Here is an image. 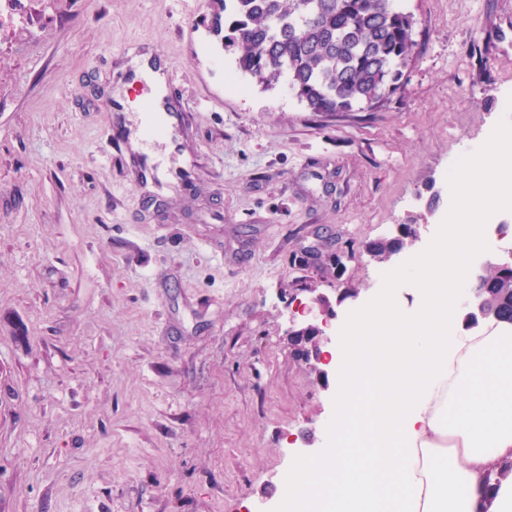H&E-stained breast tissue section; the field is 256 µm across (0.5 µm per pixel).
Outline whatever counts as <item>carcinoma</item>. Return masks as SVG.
Masks as SVG:
<instances>
[{"mask_svg":"<svg viewBox=\"0 0 512 512\" xmlns=\"http://www.w3.org/2000/svg\"><path fill=\"white\" fill-rule=\"evenodd\" d=\"M213 31L236 68L264 89L283 75L315 114L376 107L412 57L414 21L394 0H224ZM408 237L375 243L380 260ZM475 292L488 317L512 322V268H487Z\"/></svg>","mask_w":512,"mask_h":512,"instance_id":"1","label":"carcinoma"}]
</instances>
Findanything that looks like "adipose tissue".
<instances>
[{"mask_svg":"<svg viewBox=\"0 0 512 512\" xmlns=\"http://www.w3.org/2000/svg\"><path fill=\"white\" fill-rule=\"evenodd\" d=\"M510 140L511 132L497 131L462 163L448 226L413 268L418 311L404 314L381 298L333 352L342 377L336 435L351 433L366 395V442L299 464L286 512H512V480L487 482L493 467L512 461V324L465 328L456 301L465 256L483 245L478 188L494 185L501 203L512 198V157L501 151Z\"/></svg>","mask_w":512,"mask_h":512,"instance_id":"adipose-tissue-1","label":"adipose tissue"}]
</instances>
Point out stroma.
<instances>
[{
  "label": "stroma",
  "instance_id": "obj_1",
  "mask_svg": "<svg viewBox=\"0 0 512 512\" xmlns=\"http://www.w3.org/2000/svg\"><path fill=\"white\" fill-rule=\"evenodd\" d=\"M398 2L403 85L316 115L217 47L221 0H0V512H278L297 457L330 455L341 377L296 358L291 323L327 296L336 351L379 296L415 312L449 173L512 128V0ZM148 49L184 111L153 148L194 163L178 189L112 130ZM401 224L421 239L399 263L365 253Z\"/></svg>",
  "mask_w": 512,
  "mask_h": 512
}]
</instances>
